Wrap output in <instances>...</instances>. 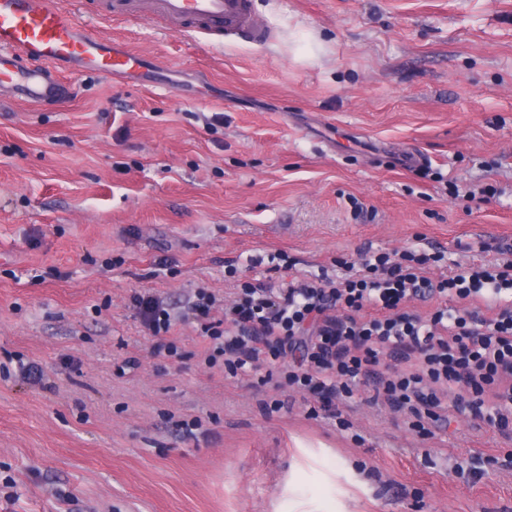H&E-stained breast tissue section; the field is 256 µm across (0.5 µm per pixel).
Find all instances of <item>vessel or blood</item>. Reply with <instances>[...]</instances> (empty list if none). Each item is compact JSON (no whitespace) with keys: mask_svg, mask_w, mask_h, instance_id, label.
Listing matches in <instances>:
<instances>
[{"mask_svg":"<svg viewBox=\"0 0 512 512\" xmlns=\"http://www.w3.org/2000/svg\"><path fill=\"white\" fill-rule=\"evenodd\" d=\"M98 10L105 18L135 15L252 43L268 37L250 0H98ZM68 64L140 82L152 66L120 44L91 35L61 0H0V94L17 93L37 106L59 103L68 91L59 69Z\"/></svg>","mask_w":512,"mask_h":512,"instance_id":"vessel-or-blood-1","label":"vessel or blood"}]
</instances>
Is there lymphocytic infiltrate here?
I'll list each match as a JSON object with an SVG mask.
<instances>
[{
	"instance_id": "lymphocytic-infiltrate-1",
	"label": "lymphocytic infiltrate",
	"mask_w": 512,
	"mask_h": 512,
	"mask_svg": "<svg viewBox=\"0 0 512 512\" xmlns=\"http://www.w3.org/2000/svg\"><path fill=\"white\" fill-rule=\"evenodd\" d=\"M428 257L406 249L361 254L343 275L320 273L274 288L247 282L223 318L198 290L191 307L210 339L209 364L232 376L284 373L290 387L317 393L324 409L365 388L373 403L404 413L417 429L467 411L488 424L512 422V258L456 264L431 278ZM437 299L427 313L417 300ZM304 346L302 364L286 358ZM389 364H382V357ZM454 405H447V397Z\"/></svg>"
}]
</instances>
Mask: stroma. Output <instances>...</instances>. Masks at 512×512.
I'll use <instances>...</instances> for the list:
<instances>
[{"label": "stroma", "instance_id": "1", "mask_svg": "<svg viewBox=\"0 0 512 512\" xmlns=\"http://www.w3.org/2000/svg\"><path fill=\"white\" fill-rule=\"evenodd\" d=\"M62 2L158 84L73 66L61 105L0 97V512H512V434L452 410L424 435L362 400L334 416L208 365L189 313L198 289L368 250L441 253L434 278L512 251V0H251L264 44ZM137 291L181 359L155 355ZM132 301L151 336H166L169 333L173 321L171 313L154 296L146 292L135 293Z\"/></svg>", "mask_w": 512, "mask_h": 512}]
</instances>
